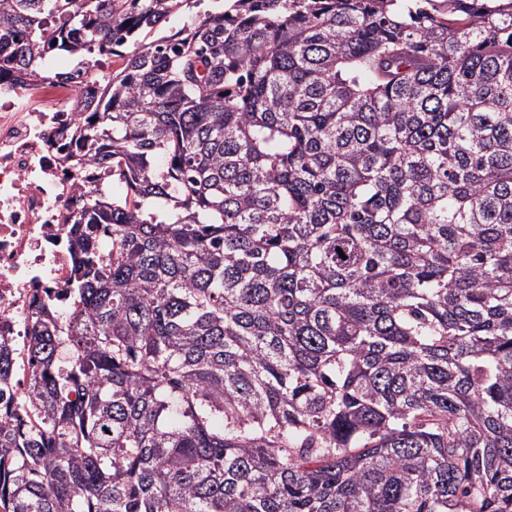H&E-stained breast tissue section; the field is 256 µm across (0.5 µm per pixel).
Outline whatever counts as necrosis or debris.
Here are the masks:
<instances>
[{
	"label": "necrosis or debris",
	"mask_w": 512,
	"mask_h": 512,
	"mask_svg": "<svg viewBox=\"0 0 512 512\" xmlns=\"http://www.w3.org/2000/svg\"><path fill=\"white\" fill-rule=\"evenodd\" d=\"M75 92L53 79L0 81V333L19 344L34 289L63 288L71 275L64 216L108 177L96 165L73 170L63 160L80 151L61 135L77 119Z\"/></svg>",
	"instance_id": "4bbe7bcc"
}]
</instances>
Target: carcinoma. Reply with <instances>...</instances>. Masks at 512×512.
Here are the masks:
<instances>
[{"instance_id": "cac0c4a2", "label": "carcinoma", "mask_w": 512, "mask_h": 512, "mask_svg": "<svg viewBox=\"0 0 512 512\" xmlns=\"http://www.w3.org/2000/svg\"><path fill=\"white\" fill-rule=\"evenodd\" d=\"M185 2L0 0V78L134 45L0 512H512V0ZM212 2L205 0L201 4H197L194 7L184 5L182 9L175 15H173L169 22L165 24L163 33L170 34L171 31L182 28L185 24L193 20L198 15H203L206 10L211 9Z\"/></svg>"}]
</instances>
